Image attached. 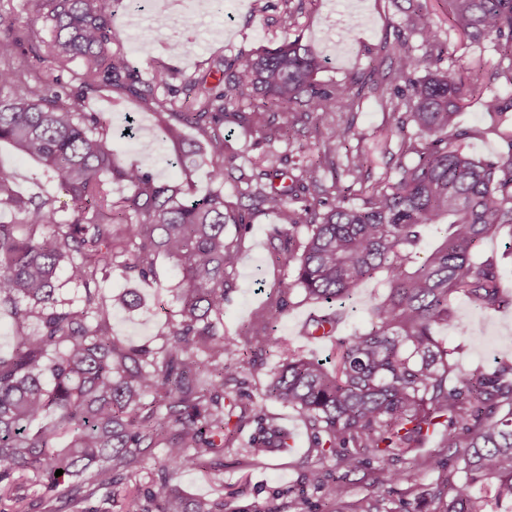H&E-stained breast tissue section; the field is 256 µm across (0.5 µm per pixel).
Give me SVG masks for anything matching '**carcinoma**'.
<instances>
[{
	"label": "carcinoma",
	"instance_id": "obj_1",
	"mask_svg": "<svg viewBox=\"0 0 512 512\" xmlns=\"http://www.w3.org/2000/svg\"><path fill=\"white\" fill-rule=\"evenodd\" d=\"M30 2L44 12L58 66L78 59L82 73L76 89L21 82L30 67L24 34L0 31V145L38 165L71 201L59 221L53 198L19 194L0 171V210L19 216L0 224V310L12 314L14 340L13 353L0 356V512H88L91 497L112 512L116 487L130 482L126 512H226L223 497L185 499L175 481L205 456L211 468L224 467V450L241 427L231 424L240 398H229L224 386L253 374L247 346L277 344L280 304L247 345L224 336L228 277L239 262L224 230L232 224L244 232L254 209L288 217V230H273L293 264L285 288L331 306L380 273L387 288L371 304L368 327L348 336H334L336 313L312 316L308 338L336 337L335 355L288 352L262 399L301 413L312 446L336 467L376 463L382 486L404 480L393 462L436 433L443 447L463 449L460 477L448 482L439 512L512 504V361L463 373L436 335L445 324L467 329L452 307L457 297L489 311L512 306L498 263L479 257L488 235L505 230L512 237V135L494 158L464 151L467 129L448 142L465 81L443 66L447 45L426 6L417 5L393 62L370 87L382 97L393 87L395 108L405 109L393 115L397 158L371 183L364 153L336 161L354 135L346 116L360 109L363 83H320L322 62L300 37L224 57L197 77L172 73L183 97L159 101L155 85L130 68L105 0ZM280 2L279 25L290 31L301 4ZM448 3L453 31L499 52L492 77L511 91L483 99L482 107L494 125L512 123V0ZM217 73V82L208 81ZM103 92L139 99L174 140L181 126L195 130L198 141L180 150L181 166L207 164L218 186L190 197L175 178L123 164L109 145L104 113L87 110L89 96ZM299 108L327 135L318 162L278 187L286 173L273 143H288ZM268 114L279 119L273 130ZM226 123L267 145L251 174L235 178L237 197L249 201L240 207L224 199L233 170ZM114 182L131 194L112 197ZM159 256L173 262L184 285L178 319L160 344L133 345L112 335L99 280L115 271L147 279ZM62 272L83 287L79 303L61 296ZM30 321L37 329L28 330ZM253 419L261 446L285 447L276 426ZM150 458L155 474L143 483L138 471ZM305 484L329 502L347 495L336 478L326 482L313 471L288 486L290 512H310Z\"/></svg>",
	"mask_w": 512,
	"mask_h": 512
}]
</instances>
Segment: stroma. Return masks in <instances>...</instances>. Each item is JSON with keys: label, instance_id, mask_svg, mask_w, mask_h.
<instances>
[{"label": "stroma", "instance_id": "stroma-1", "mask_svg": "<svg viewBox=\"0 0 512 512\" xmlns=\"http://www.w3.org/2000/svg\"><path fill=\"white\" fill-rule=\"evenodd\" d=\"M164 2L167 20L161 28L155 24L156 16L149 2L141 12L133 14L127 10L124 0H114L112 5L127 58L132 69L146 82L169 69L189 75L205 68L211 59L274 46L284 37L278 23L279 0H223V9L211 7L203 14L197 12L195 0ZM426 6L434 28L448 43L447 64L480 75L481 92L468 94L457 124L472 132L465 143L468 153L491 157L504 147L508 134L512 133L505 127L490 129L479 107L480 97L504 89L501 81L490 77L498 56L492 47L475 46L451 31L448 0H427ZM410 13L408 0H304L295 32L323 60L319 80L342 83L369 75L373 66L391 52L397 34L406 32ZM350 17L356 20L351 28L346 25ZM0 18L22 29L27 36L25 47L35 58L33 69L26 74L29 83L79 85L80 64L72 62L62 69L49 56L51 31L41 16L31 10L27 0H0ZM342 31L348 38L344 45L338 38ZM182 40L188 43L185 53L168 52L169 44ZM92 107L109 115V143L124 162L138 164L164 179L180 175V168L167 164L168 158L175 155L172 144L158 131L152 113L138 101L116 95L109 100L93 101ZM352 120L354 136L350 148L368 155L371 178L383 176L390 152L397 149V138L389 131L390 108L386 100L366 95L362 109L353 114ZM129 123L135 128L131 138L123 133ZM321 133L322 128L314 119L303 120L289 143L278 144L277 149L287 154L289 167H297L315 158ZM0 170L11 175L14 189L21 194L53 196L59 216H66L69 198L57 183L46 181L34 164L12 150L1 148ZM249 220L250 227L239 241L241 260L228 277L231 288L224 305L225 335L235 337L262 327L268 308L282 300L286 306L277 337L305 353L322 358L330 355V340H312L303 334L315 304L306 300L302 289L284 294L277 290L290 267L288 253L279 241L272 239L271 229L284 225V218L258 210L250 214ZM177 282L176 270L163 258L155 263L153 279L143 281L115 273L101 282L105 295L132 289L141 298L138 308L113 310V333L137 345L160 344L180 308L174 293ZM454 306L465 316L469 332L459 333L442 326L437 335L447 345L457 347L456 361L461 370L477 367L489 370L502 359L512 360V308L487 312L464 298L455 300ZM255 360L258 368L248 377L244 389L254 395V409L275 418L287 431V447L258 455L251 453L255 426L251 420H244L232 447L224 453L222 470L207 468L180 476L178 484L185 495L214 498L224 494L234 507L273 505L279 512H287L288 486L319 469L335 474L349 489L347 497L332 512H355L357 506L367 503L378 505L379 512H437L441 499L446 496L439 478L448 472L449 456L448 449L440 447L438 437H430L421 448L396 462L395 467L405 473V480L390 488L381 487L376 484L372 469L348 471L337 468L335 460L320 457L311 446L304 419L297 412L270 400L259 401L258 396L279 362L280 353L272 347L256 352ZM430 454L440 459L439 469L422 465V458Z\"/></svg>", "mask_w": 512, "mask_h": 512}]
</instances>
